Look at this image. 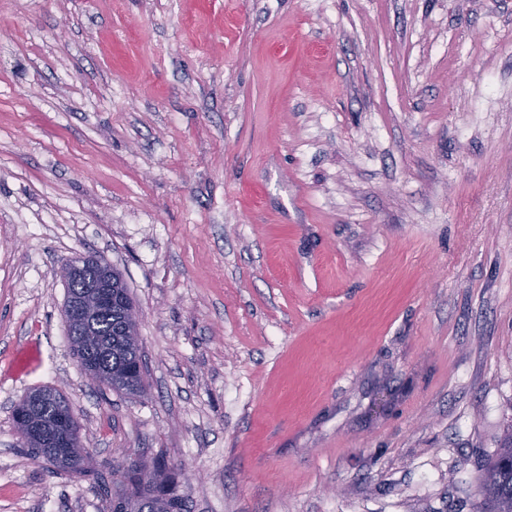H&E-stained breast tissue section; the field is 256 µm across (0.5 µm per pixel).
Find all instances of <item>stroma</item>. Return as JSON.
<instances>
[{
	"mask_svg": "<svg viewBox=\"0 0 512 512\" xmlns=\"http://www.w3.org/2000/svg\"><path fill=\"white\" fill-rule=\"evenodd\" d=\"M139 313L73 357L62 264ZM68 398L191 512H482L512 420V0H0V512H104L21 448ZM107 269H111V267L102 260L90 256L84 257L83 266L78 272V279H70L66 277L68 288L66 300H68L70 296L78 295L76 288H73V285L76 282H86V280L94 281L100 278L102 273ZM90 288H112L92 295L91 303L74 302L70 320L85 319L93 310L110 309L94 317L92 327L97 336L88 342L71 336V351L81 369L92 368L112 380V390L129 395L146 391L145 366L136 336V319L129 311L135 308L120 274L112 269V279L105 276Z\"/></svg>",
	"mask_w": 512,
	"mask_h": 512,
	"instance_id": "1",
	"label": "stroma"
}]
</instances>
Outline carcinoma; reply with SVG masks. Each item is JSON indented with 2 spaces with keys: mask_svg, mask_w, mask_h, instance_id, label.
Returning <instances> with one entry per match:
<instances>
[{
  "mask_svg": "<svg viewBox=\"0 0 512 512\" xmlns=\"http://www.w3.org/2000/svg\"><path fill=\"white\" fill-rule=\"evenodd\" d=\"M109 269L97 258H84L78 279H67V296L77 295L73 285L94 281ZM134 302L117 271H112V309L94 317L95 340L88 342L70 337L71 351L80 368H92L112 380V390L129 395L146 391L145 366L136 336V321L129 316ZM65 436L72 448H55L49 443L32 442L26 438L25 426L30 414ZM21 446L35 458L46 460L55 469L77 477L94 479V488L106 502L108 512H188L187 500L162 458L153 460L151 476L145 478L137 467L126 469L123 480L112 485L97 480L92 456L81 447L80 425L71 415L68 399L62 391L44 388L32 411L22 410L15 418ZM477 495L485 512H512V421L504 429L499 448L486 466Z\"/></svg>",
  "mask_w": 512,
  "mask_h": 512,
  "instance_id": "1",
  "label": "carcinoma"
}]
</instances>
